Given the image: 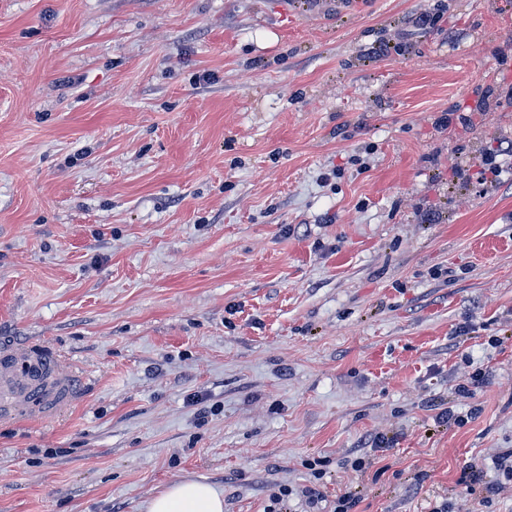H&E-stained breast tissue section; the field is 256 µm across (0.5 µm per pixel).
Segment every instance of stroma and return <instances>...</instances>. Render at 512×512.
<instances>
[{
  "mask_svg": "<svg viewBox=\"0 0 512 512\" xmlns=\"http://www.w3.org/2000/svg\"><path fill=\"white\" fill-rule=\"evenodd\" d=\"M511 89L512 0H0V345L79 380L0 512H512ZM146 512H224V496L200 479H181L147 502Z\"/></svg>",
  "mask_w": 512,
  "mask_h": 512,
  "instance_id": "stroma-1",
  "label": "stroma"
}]
</instances>
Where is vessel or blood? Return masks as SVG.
<instances>
[{
	"label": "vessel or blood",
	"mask_w": 512,
	"mask_h": 512,
	"mask_svg": "<svg viewBox=\"0 0 512 512\" xmlns=\"http://www.w3.org/2000/svg\"><path fill=\"white\" fill-rule=\"evenodd\" d=\"M43 385L62 401L74 392L72 376L59 369L45 347L21 345L0 351V417L25 415L26 397Z\"/></svg>",
	"instance_id": "1"
}]
</instances>
